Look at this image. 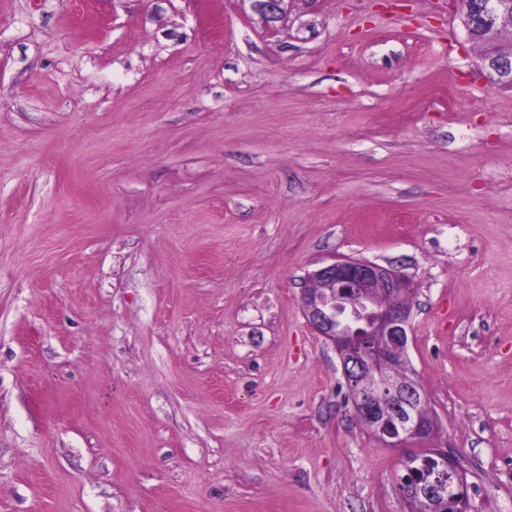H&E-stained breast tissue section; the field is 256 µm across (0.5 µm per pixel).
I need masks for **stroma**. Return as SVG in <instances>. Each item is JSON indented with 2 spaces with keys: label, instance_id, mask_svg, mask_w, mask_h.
<instances>
[{
  "label": "stroma",
  "instance_id": "35a3bbf8",
  "mask_svg": "<svg viewBox=\"0 0 512 512\" xmlns=\"http://www.w3.org/2000/svg\"><path fill=\"white\" fill-rule=\"evenodd\" d=\"M455 0H0V512H407L301 310L413 284L407 359L512 512V86Z\"/></svg>",
  "mask_w": 512,
  "mask_h": 512
}]
</instances>
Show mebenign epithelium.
Returning <instances> with one entry per match:
<instances>
[{
    "label": "benign epithelium",
    "instance_id": "obj_1",
    "mask_svg": "<svg viewBox=\"0 0 512 512\" xmlns=\"http://www.w3.org/2000/svg\"><path fill=\"white\" fill-rule=\"evenodd\" d=\"M482 28L500 36L512 27V0H478ZM491 81L512 84V49L492 47L484 57ZM302 311L309 325L335 347L355 413L387 448H402L427 440L437 428L424 390L410 376H393L402 368L408 345L410 282L392 267L367 259L343 257L308 276ZM382 395L394 405L379 401ZM441 468L466 487L458 460L440 448H430ZM426 512H466V502L454 494L442 499L426 495Z\"/></svg>",
    "mask_w": 512,
    "mask_h": 512
}]
</instances>
